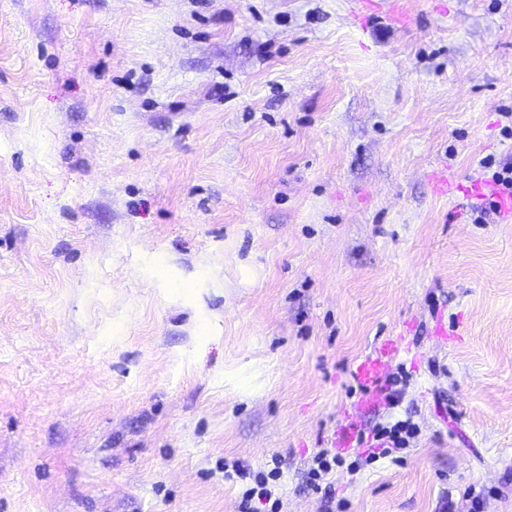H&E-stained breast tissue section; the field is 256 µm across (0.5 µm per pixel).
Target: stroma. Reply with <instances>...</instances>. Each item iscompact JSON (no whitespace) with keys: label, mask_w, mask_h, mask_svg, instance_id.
I'll use <instances>...</instances> for the list:
<instances>
[{"label":"stroma","mask_w":512,"mask_h":512,"mask_svg":"<svg viewBox=\"0 0 512 512\" xmlns=\"http://www.w3.org/2000/svg\"><path fill=\"white\" fill-rule=\"evenodd\" d=\"M512 0H0V512H512ZM448 178L436 193L433 174ZM391 338L409 378L364 406ZM405 416L403 462L306 485ZM401 346L397 341L389 340L381 345L371 356L358 362L354 375L362 387L371 392L386 377L394 357L400 352ZM314 466L310 468L308 473L310 486L315 490H323L321 482H323L335 468L340 465L342 460L328 448L321 449L313 459ZM280 462L275 460L274 467L267 473L264 471H254L247 464H237L233 466V474L246 486L242 491L238 504V512H281V502L273 497V492L269 486V480L276 481L282 475ZM255 486H251V483ZM263 510H259V506Z\"/></svg>","instance_id":"35a3bbf8"}]
</instances>
